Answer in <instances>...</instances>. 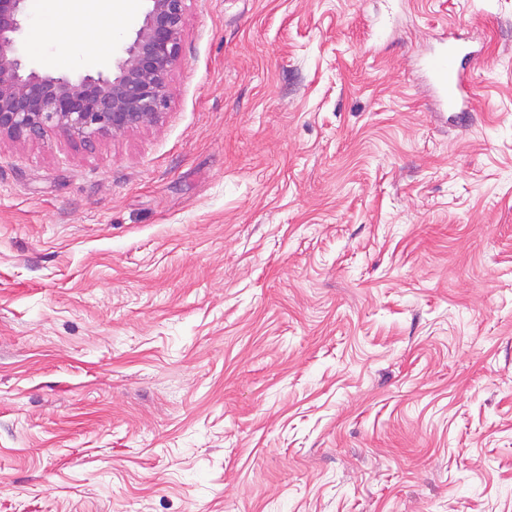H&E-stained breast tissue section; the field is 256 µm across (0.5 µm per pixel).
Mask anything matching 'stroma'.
Masks as SVG:
<instances>
[{
	"mask_svg": "<svg viewBox=\"0 0 512 512\" xmlns=\"http://www.w3.org/2000/svg\"><path fill=\"white\" fill-rule=\"evenodd\" d=\"M171 85L0 142V512H512V0H188ZM476 57L454 40L448 42L424 63L432 87L448 110H458L457 123L460 128L469 127L475 119L474 107L467 93L468 69Z\"/></svg>",
	"mask_w": 512,
	"mask_h": 512,
	"instance_id": "obj_1",
	"label": "stroma"
}]
</instances>
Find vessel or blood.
<instances>
[{"label":"vessel or blood","instance_id":"1","mask_svg":"<svg viewBox=\"0 0 512 512\" xmlns=\"http://www.w3.org/2000/svg\"><path fill=\"white\" fill-rule=\"evenodd\" d=\"M473 59V53L451 40L424 63L436 95L448 108L456 110L457 123L462 128L469 127L475 119L474 107L467 93L468 69Z\"/></svg>","mask_w":512,"mask_h":512}]
</instances>
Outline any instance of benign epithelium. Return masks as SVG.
<instances>
[{
    "instance_id": "1",
    "label": "benign epithelium",
    "mask_w": 512,
    "mask_h": 512,
    "mask_svg": "<svg viewBox=\"0 0 512 512\" xmlns=\"http://www.w3.org/2000/svg\"><path fill=\"white\" fill-rule=\"evenodd\" d=\"M142 24L106 72L71 76L30 64L18 51L28 0H0V140L54 132L68 143L158 126L172 99L187 0H146Z\"/></svg>"
}]
</instances>
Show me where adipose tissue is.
I'll list each match as a JSON object with an SVG mask.
<instances>
[{"instance_id": "ef3b65f1", "label": "adipose tissue", "mask_w": 512, "mask_h": 512, "mask_svg": "<svg viewBox=\"0 0 512 512\" xmlns=\"http://www.w3.org/2000/svg\"><path fill=\"white\" fill-rule=\"evenodd\" d=\"M137 0H29L32 30L38 48L54 56L60 46L72 50L71 65L81 66L108 57L121 19L130 18ZM92 36L79 40L81 31Z\"/></svg>"}]
</instances>
